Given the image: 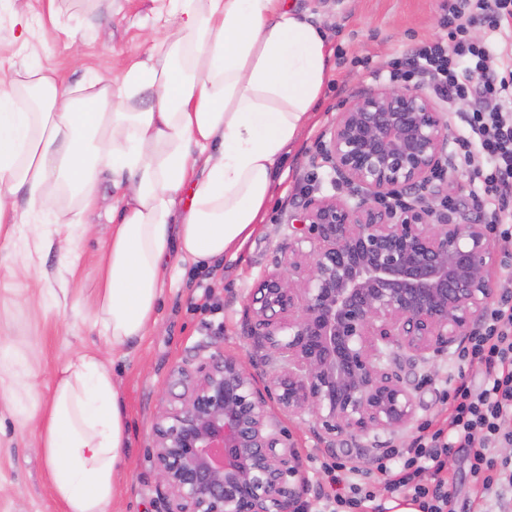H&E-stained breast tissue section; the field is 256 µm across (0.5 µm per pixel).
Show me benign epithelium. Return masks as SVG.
Wrapping results in <instances>:
<instances>
[{
  "label": "benign epithelium",
  "instance_id": "obj_1",
  "mask_svg": "<svg viewBox=\"0 0 512 512\" xmlns=\"http://www.w3.org/2000/svg\"><path fill=\"white\" fill-rule=\"evenodd\" d=\"M449 154L447 113L419 85L370 88L340 113L313 157L334 194H304L307 232L243 300L260 355L179 371L185 391L153 425L164 512H300L284 416L308 415L333 452L414 422L409 368L474 335L496 290L489 225L432 190Z\"/></svg>",
  "mask_w": 512,
  "mask_h": 512
}]
</instances>
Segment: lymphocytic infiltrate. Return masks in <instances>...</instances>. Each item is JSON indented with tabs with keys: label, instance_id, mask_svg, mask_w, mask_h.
Returning <instances> with one entry per match:
<instances>
[{
	"label": "lymphocytic infiltrate",
	"instance_id": "obj_1",
	"mask_svg": "<svg viewBox=\"0 0 512 512\" xmlns=\"http://www.w3.org/2000/svg\"><path fill=\"white\" fill-rule=\"evenodd\" d=\"M512 18V0H450L442 24L447 40L426 41L409 58L397 61L391 79L426 77L446 103L467 100L463 130L455 134L452 166L467 167L482 180L475 206L497 236L512 243V62L498 70L485 46L468 36L470 28H500ZM460 365L475 366L480 378L458 374L448 385V422L434 432H418L408 448L386 449L376 469L388 492L410 493L420 512H455L454 492L440 474L449 455L462 452L484 494L499 488L506 464L495 448L512 444V265L504 267L502 292L478 332L457 355ZM347 491L329 497L330 512H386L366 490L363 473L350 468Z\"/></svg>",
	"mask_w": 512,
	"mask_h": 512
}]
</instances>
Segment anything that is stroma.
Masks as SVG:
<instances>
[{
  "label": "stroma",
  "instance_id": "stroma-1",
  "mask_svg": "<svg viewBox=\"0 0 512 512\" xmlns=\"http://www.w3.org/2000/svg\"><path fill=\"white\" fill-rule=\"evenodd\" d=\"M296 11L319 26L332 52L331 70L313 124L289 146L278 172L266 220L236 256H219L199 263L170 259L173 283L158 302L157 326L143 340L106 355L119 391L130 437L118 474L119 496L110 512H160L155 485L157 472L151 450V430L165 392L181 394L177 370L194 367L206 351L246 355L252 342L244 332L243 300L265 271L272 269L285 238L301 234L288 219L305 191L331 193L328 168H316L311 158L328 136L345 103L358 92L388 81L391 63L417 44L442 39L443 6L447 0H290ZM29 0H8L0 7V79L9 78L13 64L49 61L60 80L82 91L97 75L116 74L145 59L153 40L165 28L157 18L155 0H57L58 21L45 5L33 19L40 35L29 43L17 40L16 14L28 11ZM84 34L72 48L67 29ZM80 62H73V52ZM119 193L112 182L99 185V204L91 215L94 230L77 239L69 254L43 247L26 258L24 249L0 251V339L22 352L27 375L0 376V512H61L46 480L47 463L38 441L36 420L18 414L15 404L27 397V376L39 384L38 399L46 401L54 374L70 356L98 344L85 323L98 286L101 257L110 234L112 207ZM29 260L30 275L11 285L15 262ZM68 288L69 304L45 306L50 289ZM457 368L452 355L434 366L416 369V426H440L448 416L443 397ZM283 425L302 457L310 489L303 497L306 512H325L331 487L325 465L343 461L374 480L377 497H385L376 479L377 447L335 458L309 430L307 421L287 417Z\"/></svg>",
  "mask_w": 512,
  "mask_h": 512
}]
</instances>
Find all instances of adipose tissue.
Listing matches in <instances>:
<instances>
[{"instance_id":"obj_1","label":"adipose tissue","mask_w":512,"mask_h":512,"mask_svg":"<svg viewBox=\"0 0 512 512\" xmlns=\"http://www.w3.org/2000/svg\"><path fill=\"white\" fill-rule=\"evenodd\" d=\"M168 34L147 60L77 96L52 65L0 86V250L13 247V198L30 224L66 226L70 251L106 175L122 181L90 317L113 350L157 324L166 259L241 250L262 223L278 167L309 126L331 52L288 0H159ZM63 512H109L127 425L102 351L67 358L36 414Z\"/></svg>"}]
</instances>
